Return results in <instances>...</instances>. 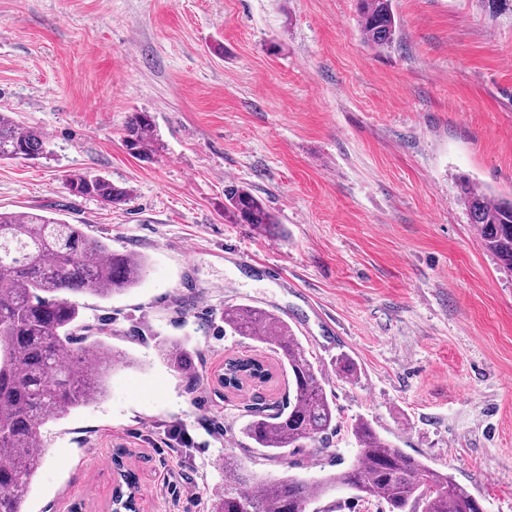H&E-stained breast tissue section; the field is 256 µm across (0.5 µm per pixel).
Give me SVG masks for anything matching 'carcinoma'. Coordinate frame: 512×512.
<instances>
[{
	"mask_svg": "<svg viewBox=\"0 0 512 512\" xmlns=\"http://www.w3.org/2000/svg\"><path fill=\"white\" fill-rule=\"evenodd\" d=\"M393 0H356L360 34L368 45L395 42L398 23ZM492 17L512 14V0H481ZM129 150L145 155L154 145V122L147 112H133L124 126ZM47 139L35 127H23L0 113V160L36 159ZM70 195L93 197L107 205L124 202L129 190L109 179L78 174L67 180ZM460 199L485 251L512 271V199L460 181ZM224 216L237 224L262 228L275 223L265 202L236 184L224 186ZM143 256L118 252L91 236L82 224L60 218L54 208L24 212L0 210V512H25V494L44 460L41 427L71 410L99 402L122 354L96 335L77 298L101 299L125 293L142 279ZM224 329L261 344L274 343L288 366V401L252 415L241 434L252 448L282 458L289 448L325 442L336 430V405L329 400L321 370L307 357L292 329L279 316L250 304L224 308ZM82 345L72 348V339ZM167 362L179 372L193 366L197 350L185 340L163 346ZM230 387L266 380L269 368L251 357L227 360ZM350 432L359 462L317 480L293 475L258 477L242 458L224 461V494L209 512H237L240 500L253 512H283L309 505L344 486L381 501L388 512H474L475 496L448 474L382 438L364 419Z\"/></svg>",
	"mask_w": 512,
	"mask_h": 512,
	"instance_id": "obj_1",
	"label": "carcinoma"
}]
</instances>
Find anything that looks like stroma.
Masks as SVG:
<instances>
[{"label":"stroma","mask_w":512,"mask_h":512,"mask_svg":"<svg viewBox=\"0 0 512 512\" xmlns=\"http://www.w3.org/2000/svg\"><path fill=\"white\" fill-rule=\"evenodd\" d=\"M393 7L398 37L376 49L355 0H0V113L50 150L0 161V209L59 206L148 262L136 288L79 299L132 363L102 401L44 425L25 512H107L117 448L139 512H208L225 455L318 478L354 461L360 417L485 512H512V273L458 190L467 178L512 199V15L479 0ZM133 112L154 119L146 158L123 144ZM84 172L128 201L69 195ZM230 181L276 228L225 218ZM241 303L283 317L321 368L338 424L326 443L279 462L247 447L242 426L287 399L289 375L272 346L225 333ZM176 338L199 351L191 373L161 351ZM235 355L265 360L272 381L225 389ZM177 427L190 444L171 441Z\"/></svg>","instance_id":"obj_1"}]
</instances>
